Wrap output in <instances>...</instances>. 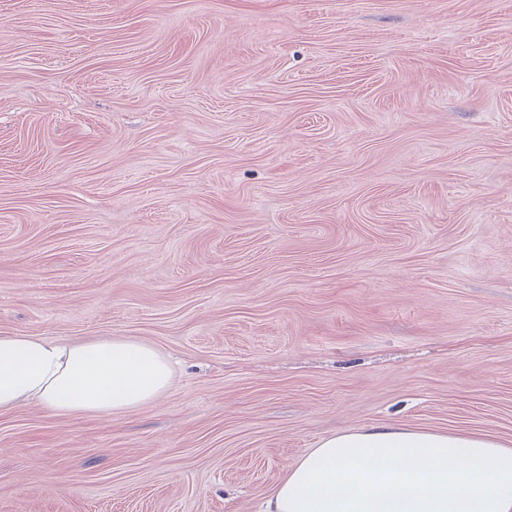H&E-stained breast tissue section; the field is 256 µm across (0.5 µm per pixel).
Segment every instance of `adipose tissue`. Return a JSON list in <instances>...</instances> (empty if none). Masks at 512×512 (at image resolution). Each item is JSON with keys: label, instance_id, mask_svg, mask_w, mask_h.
I'll use <instances>...</instances> for the list:
<instances>
[{"label": "adipose tissue", "instance_id": "adipose-tissue-1", "mask_svg": "<svg viewBox=\"0 0 512 512\" xmlns=\"http://www.w3.org/2000/svg\"><path fill=\"white\" fill-rule=\"evenodd\" d=\"M168 358L132 340L0 336V412L108 415L153 402ZM261 512H512V448L488 436L372 425L308 449Z\"/></svg>", "mask_w": 512, "mask_h": 512}]
</instances>
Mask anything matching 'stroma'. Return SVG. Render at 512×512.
I'll list each match as a JSON object with an SVG mask.
<instances>
[{
  "instance_id": "35a3bbf8",
  "label": "stroma",
  "mask_w": 512,
  "mask_h": 512,
  "mask_svg": "<svg viewBox=\"0 0 512 512\" xmlns=\"http://www.w3.org/2000/svg\"><path fill=\"white\" fill-rule=\"evenodd\" d=\"M0 335L174 367L0 414V512H258L370 425L512 445V0H0Z\"/></svg>"
}]
</instances>
